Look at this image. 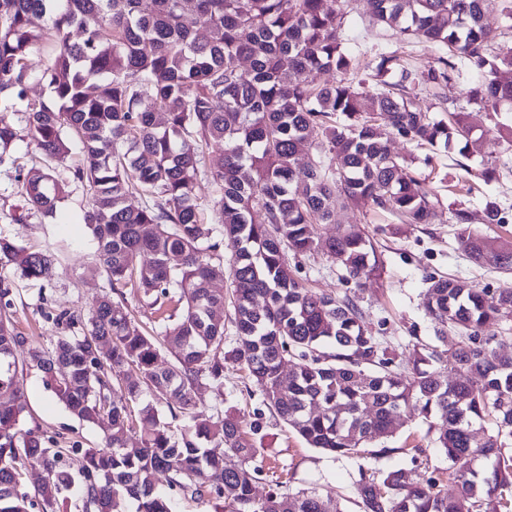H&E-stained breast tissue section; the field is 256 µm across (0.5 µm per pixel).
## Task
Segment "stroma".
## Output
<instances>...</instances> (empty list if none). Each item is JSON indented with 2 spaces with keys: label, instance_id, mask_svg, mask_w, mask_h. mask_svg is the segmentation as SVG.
<instances>
[{
  "label": "stroma",
  "instance_id": "1",
  "mask_svg": "<svg viewBox=\"0 0 512 512\" xmlns=\"http://www.w3.org/2000/svg\"><path fill=\"white\" fill-rule=\"evenodd\" d=\"M366 0H351L347 16V47L351 52L375 53L394 51L411 66L423 70L437 57L429 44L410 38L397 40L391 32L369 27ZM477 80L467 65H460L447 84L439 89L422 88L421 98L431 107V115L440 119L451 112H469L473 105L466 91ZM12 121L19 132L0 164V238L31 250L62 243L66 258L51 281L20 280L11 266L0 265V279L11 283L12 312L19 331L29 344L50 346L58 330L51 314L69 310L88 316L94 301L109 289L106 274L98 268L97 246L84 222L86 195L72 179V169L81 159L80 145L69 140V153L56 163L54 176L65 186L63 198L54 214L28 209L21 196L20 177L41 162V154L25 137L23 113ZM512 124V111L487 112L482 116L484 138L479 154L471 166L495 168L496 177L489 183L468 184L460 167L457 151L428 150L399 137L391 138L393 154L413 158L414 177L431 188L439 199L437 216L430 224H404L390 212L373 207L342 211L340 222L359 225L375 242L383 260L380 279L364 284L346 281L336 264L326 255L315 252L297 257L301 281L308 287L335 295L354 296L364 318L374 332L383 336L403 366H411L416 339L426 341L435 336L434 323L421 307V294L429 277L444 275L471 282L481 288H504L512 277L490 267L473 264L457 240V226L452 221L455 210L471 215L470 228L490 240H512V142L500 138L498 129ZM493 201L510 216L507 224H490L485 218V204ZM20 388L27 401L24 428L63 451V464L72 473L83 465V451L101 447L105 435L101 428L71 415L43 381L41 372L30 370L21 377ZM224 404L239 414L243 427L258 424V458L266 478L256 487L266 494L276 478L287 477L291 491L315 490L329 497L341 512H360L355 480L359 467L389 470L409 465V449H419V470L425 475L445 472L448 461L435 448L419 418L404 415L394 421L393 436L376 439L373 449L378 458L362 455L335 456L308 447L284 422L254 413L257 399L241 391L240 373L232 364L224 366Z\"/></svg>",
  "mask_w": 512,
  "mask_h": 512
}]
</instances>
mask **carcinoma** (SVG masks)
I'll list each match as a JSON object with an SVG mask.
<instances>
[{"instance_id":"carcinoma-1","label":"carcinoma","mask_w":512,"mask_h":512,"mask_svg":"<svg viewBox=\"0 0 512 512\" xmlns=\"http://www.w3.org/2000/svg\"><path fill=\"white\" fill-rule=\"evenodd\" d=\"M193 2L189 10L185 0H0V150L18 137L9 114L26 102V136L45 169L25 175L23 198L51 213L63 194L50 171L68 153L64 132L79 140L83 159L72 176L86 192L84 221L110 285L88 320L59 313L64 334L20 358L27 338L0 281V512H60L75 483L62 450L22 428L27 402L17 377L31 368L71 414L107 432L105 447L84 449L85 512H117L121 499L134 501L135 512H172L162 482L210 496L219 512H341L315 491L289 492L286 481L256 496L260 449L220 408L228 360L258 392L256 413L283 421L311 448L358 455L393 432L394 418H422L460 493L418 472L413 456L410 467L359 468L362 512H512V354L499 352L494 332L512 317V288L429 278L422 306L437 325L435 341H416L408 370L356 300L305 287L288 264L290 252L321 250L344 279H378L383 261L357 225L328 239L320 225L368 205L404 224L436 217L437 196L388 142L397 135L467 158L480 142L479 113L512 106V48L489 52L495 0H368L373 25L441 50L423 71L394 51L378 54L366 63L379 86L372 94L354 81L361 63L346 47V0L327 8L324 0ZM47 44L40 79L53 98L30 103L27 57ZM244 59L250 68H241ZM459 61L478 76L476 109L434 119L417 90L447 83ZM322 70L335 71L336 82L314 84L310 76ZM211 148L221 160L209 167ZM314 149L298 168L299 153ZM202 177L214 191L210 221L195 194ZM453 222L473 263L512 272L511 241L491 247L463 209ZM57 262L55 252L0 239V265L22 280H50ZM226 264L224 293L212 284ZM121 288L152 310L151 326L135 325L113 301ZM445 369L458 379L444 380ZM201 388L218 404L199 407ZM489 416L496 430L475 447L472 426ZM207 443L237 465L225 466ZM481 460L495 462L491 475L475 468ZM29 466L45 474L33 493L23 481Z\"/></svg>"}]
</instances>
